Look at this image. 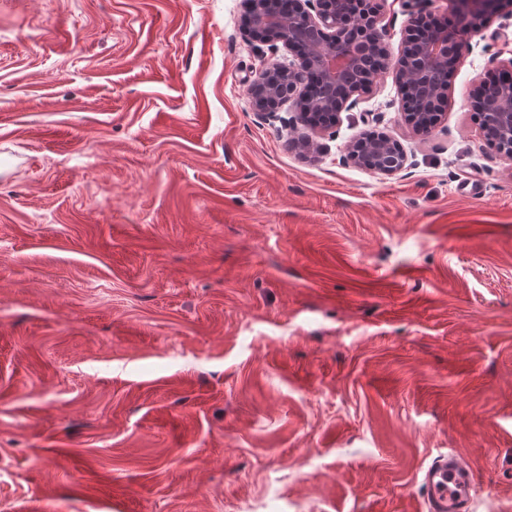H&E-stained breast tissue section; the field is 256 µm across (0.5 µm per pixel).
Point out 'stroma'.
<instances>
[{
  "label": "stroma",
  "instance_id": "stroma-1",
  "mask_svg": "<svg viewBox=\"0 0 512 512\" xmlns=\"http://www.w3.org/2000/svg\"><path fill=\"white\" fill-rule=\"evenodd\" d=\"M392 50L410 13L381 0ZM244 0H0V512H426L458 452L512 512V161L394 71L312 157L247 83ZM368 130L410 166L348 164Z\"/></svg>",
  "mask_w": 512,
  "mask_h": 512
}]
</instances>
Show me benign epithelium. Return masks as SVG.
<instances>
[{"mask_svg": "<svg viewBox=\"0 0 512 512\" xmlns=\"http://www.w3.org/2000/svg\"><path fill=\"white\" fill-rule=\"evenodd\" d=\"M451 2V25L410 14L394 57L378 0H291L285 17L278 0H247L250 40L288 54V61L261 69L249 81L254 113L295 133L289 139L295 150L319 152V138L335 136L341 114L372 94L379 76L392 68L402 124L417 136H430L447 104L442 78L472 51L473 38L497 14L501 0ZM470 105L484 145L511 161L512 58L474 86ZM285 106L291 113L286 119L279 115ZM343 160L393 176L407 167L408 155L391 135L366 131L345 146Z\"/></svg>", "mask_w": 512, "mask_h": 512, "instance_id": "1", "label": "benign epithelium"}]
</instances>
